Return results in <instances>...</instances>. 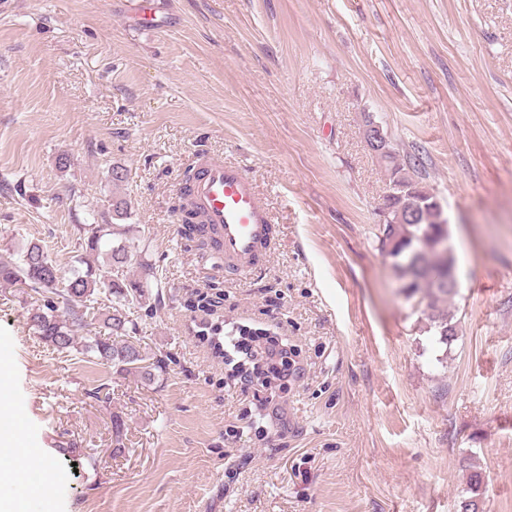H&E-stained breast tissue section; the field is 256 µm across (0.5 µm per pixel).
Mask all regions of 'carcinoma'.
<instances>
[{"label": "carcinoma", "mask_w": 512, "mask_h": 512, "mask_svg": "<svg viewBox=\"0 0 512 512\" xmlns=\"http://www.w3.org/2000/svg\"><path fill=\"white\" fill-rule=\"evenodd\" d=\"M378 156L388 164L390 183L383 208L389 211L391 221L379 228L381 251L391 256L393 266L401 272L403 288L429 300L430 321L437 328L439 341L449 345L457 337V324L449 313L437 310L436 303L457 294V279L454 254L443 247L448 228L438 222L441 205L417 180L421 175L418 160L404 165L393 151ZM176 210L189 239L210 246L195 230V213L188 210L186 194H181ZM128 215L129 200L114 195V223L75 225L79 246L73 256L75 265L66 271L37 242L5 252L0 256V283L32 299L30 328L52 352L63 355L78 346L95 364L150 384L167 371L170 357L143 348L135 337L136 324L129 319L131 306L149 299L151 267L143 257L145 249L114 243L115 238L129 233V228L120 224ZM101 254L108 258L109 275L101 274L95 265L94 258ZM133 268L142 269L144 276L130 277ZM102 308L106 310L103 327L107 333L83 335ZM468 490L471 497L461 501V512H480V499L486 491L482 472L470 473Z\"/></svg>", "instance_id": "obj_1"}]
</instances>
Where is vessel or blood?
<instances>
[{
  "label": "vessel or blood",
  "instance_id": "obj_1",
  "mask_svg": "<svg viewBox=\"0 0 512 512\" xmlns=\"http://www.w3.org/2000/svg\"><path fill=\"white\" fill-rule=\"evenodd\" d=\"M133 5L141 28L158 27L154 0H133ZM189 205L206 224L212 252L223 262L226 273L243 280L268 263L278 227L255 179L244 167L199 155Z\"/></svg>",
  "mask_w": 512,
  "mask_h": 512
}]
</instances>
